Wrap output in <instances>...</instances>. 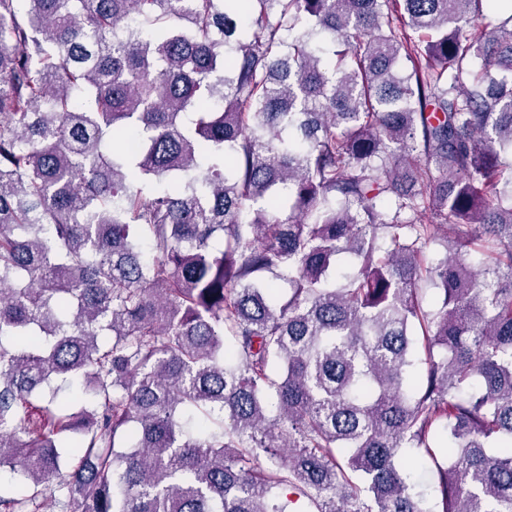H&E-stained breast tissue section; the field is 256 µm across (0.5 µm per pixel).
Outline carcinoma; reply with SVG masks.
<instances>
[{"instance_id":"1","label":"carcinoma","mask_w":512,"mask_h":512,"mask_svg":"<svg viewBox=\"0 0 512 512\" xmlns=\"http://www.w3.org/2000/svg\"><path fill=\"white\" fill-rule=\"evenodd\" d=\"M493 6L0 0V512H512Z\"/></svg>"}]
</instances>
